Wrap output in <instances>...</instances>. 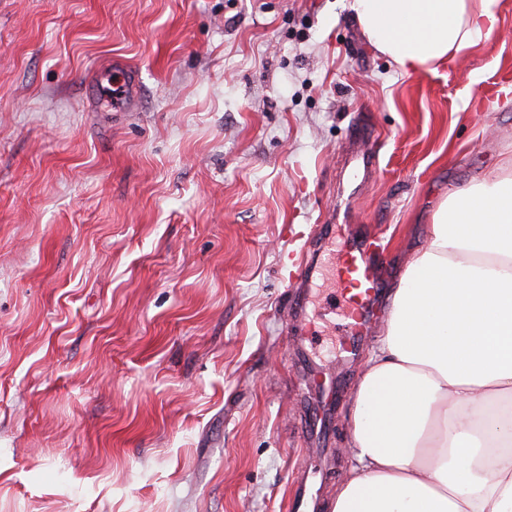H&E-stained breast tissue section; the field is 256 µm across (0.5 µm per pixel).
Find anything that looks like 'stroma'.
<instances>
[{"label": "stroma", "instance_id": "stroma-1", "mask_svg": "<svg viewBox=\"0 0 512 512\" xmlns=\"http://www.w3.org/2000/svg\"><path fill=\"white\" fill-rule=\"evenodd\" d=\"M352 0H0V512H288L352 465L342 375L306 433L286 320L314 229L386 232L393 288L448 192L512 153V0L407 74ZM136 73L139 107L91 100ZM313 359L343 338L322 269Z\"/></svg>", "mask_w": 512, "mask_h": 512}]
</instances>
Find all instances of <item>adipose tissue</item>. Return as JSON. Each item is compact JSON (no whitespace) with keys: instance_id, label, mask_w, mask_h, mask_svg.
Masks as SVG:
<instances>
[{"instance_id":"obj_1","label":"adipose tissue","mask_w":512,"mask_h":512,"mask_svg":"<svg viewBox=\"0 0 512 512\" xmlns=\"http://www.w3.org/2000/svg\"><path fill=\"white\" fill-rule=\"evenodd\" d=\"M500 0H353L403 72L489 41ZM327 512H512V162L449 192L392 296Z\"/></svg>"}]
</instances>
